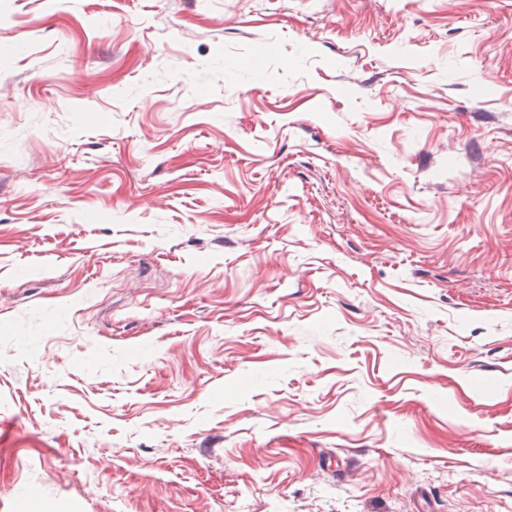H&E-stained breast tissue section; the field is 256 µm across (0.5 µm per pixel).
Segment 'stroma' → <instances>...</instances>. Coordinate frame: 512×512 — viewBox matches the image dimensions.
<instances>
[{
    "label": "stroma",
    "mask_w": 512,
    "mask_h": 512,
    "mask_svg": "<svg viewBox=\"0 0 512 512\" xmlns=\"http://www.w3.org/2000/svg\"><path fill=\"white\" fill-rule=\"evenodd\" d=\"M0 512H512V0H0Z\"/></svg>",
    "instance_id": "stroma-1"
}]
</instances>
